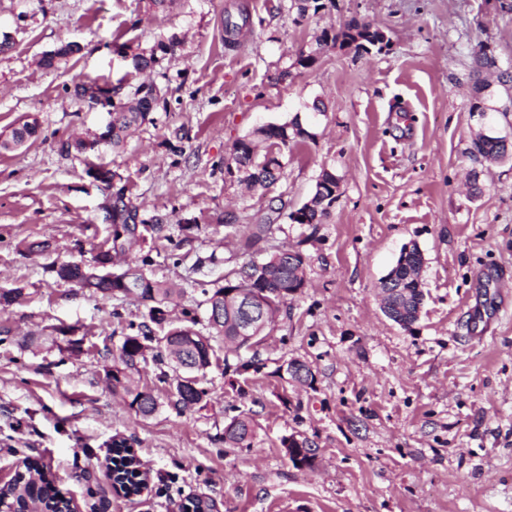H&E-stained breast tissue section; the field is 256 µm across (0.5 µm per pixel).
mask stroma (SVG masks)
Returning a JSON list of instances; mask_svg holds the SVG:
<instances>
[{
    "label": "stroma",
    "mask_w": 512,
    "mask_h": 512,
    "mask_svg": "<svg viewBox=\"0 0 512 512\" xmlns=\"http://www.w3.org/2000/svg\"><path fill=\"white\" fill-rule=\"evenodd\" d=\"M287 3L176 0L153 12L143 0H0V31L14 42L0 54V133L30 115L40 123L37 137L0 151V290L21 291L0 307V479L40 458L76 512H184L197 496L218 512H512V153L470 154L481 132L512 144L499 86L476 96L470 75L481 45L512 64V12L503 0H329L299 20ZM243 7L250 24L225 48L224 17ZM354 21L386 46L331 45L313 67L298 64L316 33ZM172 33L182 49L152 74L168 109L112 150L101 139L109 106L76 97L75 83L89 77L127 97L141 78L120 47ZM63 41L81 52L64 69L40 67ZM296 115L315 137L284 150L272 194L288 214L327 167L340 195L323 223L286 214L254 250H298L304 288L258 346L259 370L212 367L206 399L178 410L147 361L139 382L160 406L135 416L104 370L145 306L53 271L90 262L108 235L110 191L95 167L128 176L144 216L191 225L170 243L146 236L132 257L184 288L174 323L187 310L201 319L205 289L226 259L244 263L243 233L266 213L267 197L224 161L255 128ZM74 137L94 150L61 153ZM408 243L423 252L424 303L405 328L385 315L380 282ZM295 358L313 385L289 380ZM239 414L253 435L225 447L224 425ZM116 435L150 475L142 495L122 496L107 478ZM291 435L312 442V466L286 456Z\"/></svg>",
    "instance_id": "obj_1"
}]
</instances>
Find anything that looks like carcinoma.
<instances>
[{
  "instance_id": "cac0c4a2",
  "label": "carcinoma",
  "mask_w": 512,
  "mask_h": 512,
  "mask_svg": "<svg viewBox=\"0 0 512 512\" xmlns=\"http://www.w3.org/2000/svg\"><path fill=\"white\" fill-rule=\"evenodd\" d=\"M325 7L320 0H289L288 10L296 12L302 19L308 15V11L318 13ZM249 22V14L242 10L239 12V20L235 21L228 16L224 20L225 44L234 46L237 44L236 35ZM362 28L368 30V23L353 22L339 31L324 29L315 36L314 44L308 51L299 54L298 63L308 68L312 66L317 55L324 47L336 43L339 38L350 36L353 29ZM182 47V40L175 34L158 39L148 49H136L125 54L130 60L132 69L137 73L151 71L166 56H174ZM82 47L74 41H62L54 49L46 52L40 65L46 70H55L66 64ZM475 69L474 83L475 93L481 94L488 87L486 81L480 78L484 72L494 71L497 80L507 92L512 101V67L502 69L498 66L496 57L487 47L482 46L474 55ZM166 103V97L161 93L156 84L140 83L134 89L126 102L119 105L118 111L112 116V147L118 148L126 139L138 130L152 112L160 104ZM302 121L300 116H294L290 121L282 124H268L253 131L251 137L235 143L227 167H236L239 181L253 190H268L277 184L283 176V163L281 151L288 148L291 143L297 144L307 140L305 131L300 128ZM39 124L37 121H25L14 128L10 135L0 142V149L10 150L21 145L29 139L37 136ZM265 146V153L258 155V146ZM497 154L505 156L507 145L505 139L493 137L484 141L473 142L471 154L473 156L484 154ZM321 181L315 184L313 197L320 195L327 198L324 203H316V207L306 209L298 208L288 213V219L294 224H320L329 214V208L336 203L337 197L333 196V187L336 186V173L324 169L319 175ZM109 180L112 181V222L105 244L112 253L97 254L93 260L107 262L112 256L126 253L132 245L141 240L135 233L136 225L143 226V230L152 231L159 239L168 242L172 236L168 234L169 225L164 223L160 216L145 218L140 215V209L129 196L123 176L116 172H110ZM285 207V203L279 206H268V214L263 224L254 225L251 237L244 245L245 250H250L253 245L272 230L276 214ZM303 256L300 252L290 255L287 249H278L270 253L261 263L252 260L242 264L239 268H232L224 274V284L216 285L210 290L204 291L207 295L205 303L214 320L207 321L208 333L193 328L197 321L192 319L188 325H175L167 321L168 309L181 305L185 296V289L177 284L153 278L147 272L146 266L150 265L148 258L139 261L132 260L125 267L117 270V275H102L93 282H87V287L93 293L104 298L122 296L131 297L149 307L148 320L138 324L136 332L124 336L120 347V353L105 369V376L111 384L112 393L119 396L134 411L135 415L148 417L158 409V402L154 395L140 388L134 374L139 372V364L146 361L145 353L149 344H155L157 353L153 360L159 364H167L172 367L174 374L163 370L160 372L161 382L169 385L170 393L175 398L174 406L178 409L190 408L200 404L208 395L207 390L198 381L195 385L183 384L175 371L181 365L192 368L190 375H205L207 368L219 361V356L214 347V342H224V370L234 369L236 373L246 372L250 369L258 370L254 360H238L234 365L229 363V355H240L241 350L250 349L259 344L265 337L266 329L275 322L281 306L288 300L291 293L305 286L303 277ZM53 271L56 277L65 282L80 283L85 280V275L78 262H63ZM269 291L264 317L252 318L253 326L250 331H242V322L249 315L237 309L240 294ZM167 325L163 335H154L153 326ZM252 433L251 420L246 416H235L224 425V444L229 448H238L245 444ZM282 446L288 447V439L282 440ZM289 459L294 466H309L314 460V448L306 438L301 443L292 446ZM25 469L34 471L38 479L34 480L25 475H17L8 484L0 486V504L9 508V512H23L34 502L44 505L45 512H60L56 508L57 495L53 486V479L44 471L38 460L28 458L25 461Z\"/></svg>"
}]
</instances>
